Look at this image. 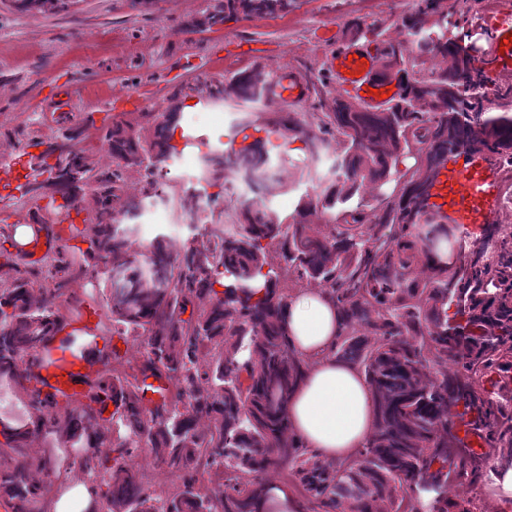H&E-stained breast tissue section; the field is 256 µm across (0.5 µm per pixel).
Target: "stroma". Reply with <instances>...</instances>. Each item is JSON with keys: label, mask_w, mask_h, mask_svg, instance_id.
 I'll return each mask as SVG.
<instances>
[{"label": "stroma", "mask_w": 512, "mask_h": 512, "mask_svg": "<svg viewBox=\"0 0 512 512\" xmlns=\"http://www.w3.org/2000/svg\"><path fill=\"white\" fill-rule=\"evenodd\" d=\"M223 0H60L52 13L20 12L13 0H0V166L26 155L31 144L53 142L63 130L83 126L84 147L96 152L103 168L112 156L100 140L98 128L126 112H162L176 107V140L192 136V144L174 151L156 177L163 194L142 210L134 241L148 247L162 239L168 252L180 254L197 235L196 223L173 210L171 196L207 194L224 223H241L240 199L250 196L247 185L233 178L206 185L200 177V157L222 150L239 123L237 108L198 97L171 100L174 87L200 78H222L254 65L268 71L288 67L303 76H317L335 54L346 22L360 19L387 28L401 39L405 16L419 0H360L348 8L343 0H295L285 15H238L202 31L193 28L203 10ZM62 114L45 115L51 103ZM342 149L335 135H327L317 179L300 178L307 162L294 146L271 154L270 165L286 183L283 191L266 196L265 204L283 223L297 217L307 196L335 182L336 155ZM94 295L102 310L104 329L119 334L109 309V285L102 271L71 281L69 299ZM29 398L14 378L0 381V437L31 425ZM44 496L60 505V512H87L101 500L78 459L54 462ZM495 472L472 474L470 466L456 468L448 484V498L466 512H493L490 502L501 489Z\"/></svg>", "instance_id": "35a3bbf8"}]
</instances>
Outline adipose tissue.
Listing matches in <instances>:
<instances>
[{"label": "adipose tissue", "mask_w": 512, "mask_h": 512, "mask_svg": "<svg viewBox=\"0 0 512 512\" xmlns=\"http://www.w3.org/2000/svg\"><path fill=\"white\" fill-rule=\"evenodd\" d=\"M283 323L305 374L288 398L287 435L333 461H351L374 428L372 393L358 369L336 360L333 347L342 316L321 288L289 297Z\"/></svg>", "instance_id": "1"}]
</instances>
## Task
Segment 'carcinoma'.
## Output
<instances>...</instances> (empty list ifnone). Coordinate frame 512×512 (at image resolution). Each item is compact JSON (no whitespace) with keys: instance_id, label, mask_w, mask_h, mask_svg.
Masks as SVG:
<instances>
[{"instance_id":"carcinoma-1","label":"carcinoma","mask_w":512,"mask_h":512,"mask_svg":"<svg viewBox=\"0 0 512 512\" xmlns=\"http://www.w3.org/2000/svg\"><path fill=\"white\" fill-rule=\"evenodd\" d=\"M294 0H224L194 22L212 28L240 15L286 13ZM403 26L407 38L393 41L376 23L352 21L345 39L374 45L383 76L408 79L398 98L377 112L351 95L336 97L325 78L310 81L313 110L320 126L341 138L336 184L323 198L304 203L300 220L283 225L262 197L285 188L268 164L261 143L251 150L202 158L204 174L229 173L251 186L256 196L240 202L243 223L227 232L202 235L173 260L162 242L140 254L124 225L149 198L127 194L124 172L153 175L169 158L177 111L128 112L100 128L116 164L104 170L78 147L82 130H70L36 157L43 177L30 184L36 209L67 190L82 225L69 217L72 245L44 259L21 276L24 255L8 233L0 238V373L7 371L27 392L33 428L9 435L3 455L14 463L0 469V495L12 512H37L51 472L46 455H33L29 440L47 430L65 437L86 436L82 465L102 474L108 512H262L267 485L262 475L279 461L291 465L323 512H419V492L435 494L436 512H448V478L462 454L450 421L459 401L477 413L489 451L469 455L475 462L493 458L497 474L512 469V408L485 395L489 372L512 361V234L489 224L482 244L470 251L466 279L426 273L448 225L422 219V200L440 157L467 145L512 160V108L490 111L496 100L512 104V85H492L468 67L462 39L448 36L447 0H425ZM276 74L259 68L238 70L219 83L199 80L180 86L211 100L244 105L240 126L256 125L251 111L271 107ZM280 138L302 137L310 161L325 143L289 117L273 119ZM405 165V171L399 165ZM404 180L399 198L382 212L364 206L334 214L336 203L369 183L377 188ZM321 213L313 222L310 216ZM429 225L426 233L418 224ZM269 246L280 251L285 267L310 284L327 287L343 316L336 359L359 367L373 398L374 431L358 458L336 463L318 458L285 434L290 393L304 374L280 320L285 303L280 274L264 269ZM104 266L110 283L112 321L142 339L146 360L126 377L114 374L119 355L107 350L103 368L86 382L80 406L60 404L31 385L28 368L38 355L50 364L46 341L66 320L55 304L67 284ZM457 299L467 327H478L459 351L463 332L448 323V302ZM462 357L464 374L439 372L450 357ZM176 378L189 395L178 405L165 398L144 403L150 377ZM119 408L110 418L102 409ZM125 431L112 439L104 423ZM146 442L151 452L181 480L166 498L148 493L131 466V450ZM108 452H102V449ZM224 464L230 473L202 483L196 477L201 455Z\"/></svg>"}]
</instances>
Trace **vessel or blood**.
Instances as JSON below:
<instances>
[{
  "instance_id": "vessel-or-blood-1",
  "label": "vessel or blood",
  "mask_w": 512,
  "mask_h": 512,
  "mask_svg": "<svg viewBox=\"0 0 512 512\" xmlns=\"http://www.w3.org/2000/svg\"><path fill=\"white\" fill-rule=\"evenodd\" d=\"M488 78L512 81V0H504L496 20L487 25L485 43L474 61ZM328 69L337 85L349 89L366 108L378 110L387 104L386 94L396 92L395 78H378V63L373 52L362 45L345 41L332 56ZM279 102L297 103L308 96V84L297 72H289L274 86ZM274 127L260 130H234L225 142L227 151L251 148L256 142L276 138ZM423 207L438 224H456L475 231L483 225L498 224L503 216L502 165L497 154L461 148L444 155L433 171L424 195ZM60 243L36 228L25 246L26 259L39 261ZM101 313L96 305H85L79 316L52 336L50 348L54 363L35 368L34 374L43 392L70 401H78L84 382L99 368L91 358L93 350L104 344L96 325ZM489 394L497 395L504 406L512 405V370L493 371Z\"/></svg>"
}]
</instances>
